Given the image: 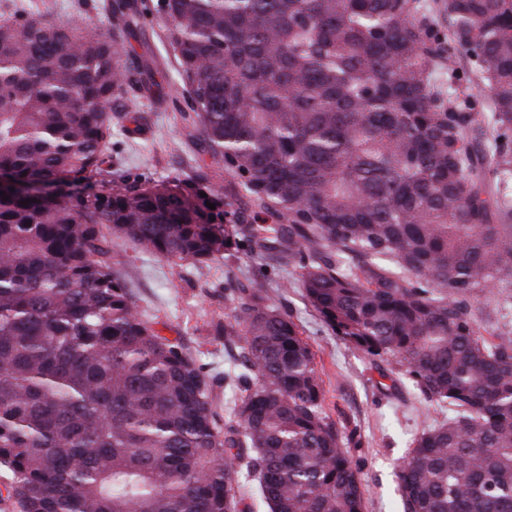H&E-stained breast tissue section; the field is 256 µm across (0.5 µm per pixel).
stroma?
Wrapping results in <instances>:
<instances>
[{"label": "stroma", "instance_id": "stroma-1", "mask_svg": "<svg viewBox=\"0 0 512 512\" xmlns=\"http://www.w3.org/2000/svg\"><path fill=\"white\" fill-rule=\"evenodd\" d=\"M99 0H0V14L20 8L33 18L52 22L97 19ZM156 0H146L144 22L135 44L152 67L156 80L174 86L173 95L160 98L131 90L148 120L145 129L131 132L113 127L107 145L103 179L114 189L141 178L156 183H178L202 190L224 210L243 207L242 196L231 195V181L222 158L196 153L187 140L181 119L187 95L180 92L175 51L165 38V23L155 12ZM214 172L201 185L195 168ZM111 259L117 262L127 288L156 330L169 339L183 340L197 363L210 372L223 371L233 349L212 334L213 323L223 321L227 306L224 283L233 278L264 288L269 303L284 307L299 324L315 354L323 380L324 407L330 419L352 434V460L362 480L366 512H402L399 466L424 428L440 413L426 404L411 383L398 389L385 386L382 364L336 336L315 314L298 286V271L281 267L247 249L196 267L176 265L111 238ZM480 318L489 333L512 336V287L496 288L483 298Z\"/></svg>", "mask_w": 512, "mask_h": 512}]
</instances>
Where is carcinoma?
<instances>
[{"label":"carcinoma","mask_w":512,"mask_h":512,"mask_svg":"<svg viewBox=\"0 0 512 512\" xmlns=\"http://www.w3.org/2000/svg\"><path fill=\"white\" fill-rule=\"evenodd\" d=\"M158 0L192 100L188 140L251 205L212 210L177 183L97 180L123 86L160 94L109 26L0 19V472L15 512H364L350 439L315 355L262 288L224 283L210 374L153 327L101 233L181 266L242 245L299 268L342 340L448 420L403 462L404 512H512V338L474 302L512 286V0ZM463 54L486 107L445 104L431 63ZM8 199H3V196ZM28 201L24 206L21 201ZM239 392L219 418L213 387Z\"/></svg>","instance_id":"cac0c4a2"}]
</instances>
